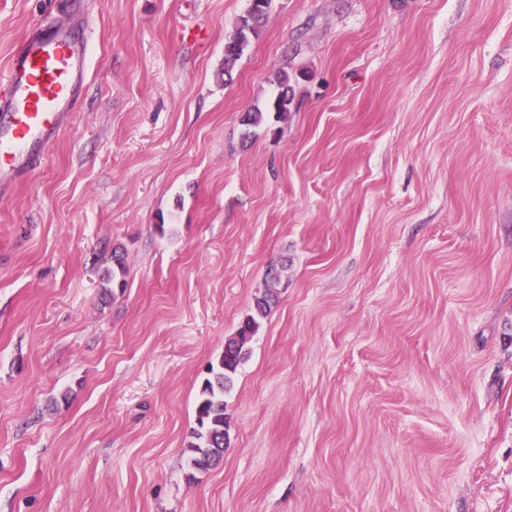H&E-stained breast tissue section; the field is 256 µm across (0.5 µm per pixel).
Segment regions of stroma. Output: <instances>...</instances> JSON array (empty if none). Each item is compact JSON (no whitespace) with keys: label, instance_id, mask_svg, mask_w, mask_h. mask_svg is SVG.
Instances as JSON below:
<instances>
[{"label":"stroma","instance_id":"stroma-1","mask_svg":"<svg viewBox=\"0 0 512 512\" xmlns=\"http://www.w3.org/2000/svg\"><path fill=\"white\" fill-rule=\"evenodd\" d=\"M61 2L0 0V77L42 21L93 31L0 189V512H512V0H275L229 82L248 0ZM298 82V74L295 72L283 71L277 77V91L261 106H255L251 112H248L244 118L245 125L258 127L268 122L273 114L276 121L284 119L288 112H291L294 100V87ZM276 296L266 293L256 300L254 312L247 317L236 336L228 338L224 351L217 362L211 365L208 376L202 381L196 408V425L188 448L192 452L191 466L197 470L208 469L224 455V395L230 390L232 380L247 357V342L252 338L264 319Z\"/></svg>","mask_w":512,"mask_h":512}]
</instances>
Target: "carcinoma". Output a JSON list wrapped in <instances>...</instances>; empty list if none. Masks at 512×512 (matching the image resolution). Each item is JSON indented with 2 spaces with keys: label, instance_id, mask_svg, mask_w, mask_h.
<instances>
[{
  "label": "carcinoma",
  "instance_id": "obj_1",
  "mask_svg": "<svg viewBox=\"0 0 512 512\" xmlns=\"http://www.w3.org/2000/svg\"><path fill=\"white\" fill-rule=\"evenodd\" d=\"M274 2L275 0H267L266 9L260 13L251 6L247 8L240 16L235 31L226 39L224 56L231 55L237 60L241 59L252 38L262 28ZM297 82V73H280L277 77L276 93L246 114L245 125L258 127L267 123L271 117L277 121L285 118L293 108L294 87ZM274 303L275 295L272 293H266L256 300L253 314L247 317L236 335L228 338L219 361L210 366L208 376L202 381L196 408V428L192 432L193 441L188 444L192 452L191 466L197 470L209 468L224 455V428L227 425L224 395L230 390L233 377L247 357V342Z\"/></svg>",
  "mask_w": 512,
  "mask_h": 512
}]
</instances>
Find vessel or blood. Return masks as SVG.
<instances>
[{
  "label": "vessel or blood",
  "mask_w": 512,
  "mask_h": 512,
  "mask_svg": "<svg viewBox=\"0 0 512 512\" xmlns=\"http://www.w3.org/2000/svg\"><path fill=\"white\" fill-rule=\"evenodd\" d=\"M91 65L90 35L62 25L37 27L13 50L0 94V181L38 170L78 105Z\"/></svg>",
  "instance_id": "vessel-or-blood-1"
}]
</instances>
